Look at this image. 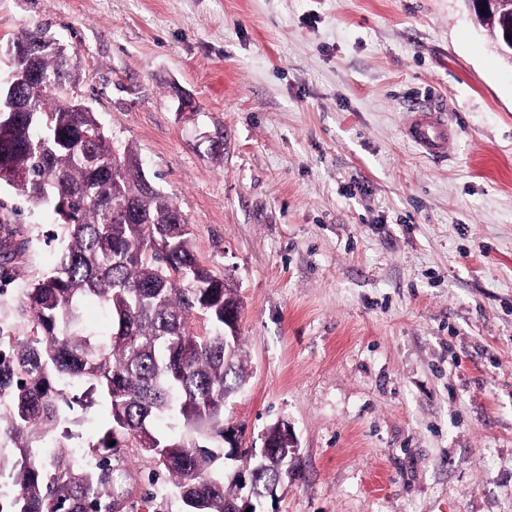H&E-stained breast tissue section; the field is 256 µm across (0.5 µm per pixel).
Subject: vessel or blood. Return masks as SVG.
<instances>
[{
  "mask_svg": "<svg viewBox=\"0 0 512 512\" xmlns=\"http://www.w3.org/2000/svg\"><path fill=\"white\" fill-rule=\"evenodd\" d=\"M402 134L423 154L441 158L447 153L453 128L441 108L429 102L414 101L409 106V116Z\"/></svg>",
  "mask_w": 512,
  "mask_h": 512,
  "instance_id": "1",
  "label": "vessel or blood"
}]
</instances>
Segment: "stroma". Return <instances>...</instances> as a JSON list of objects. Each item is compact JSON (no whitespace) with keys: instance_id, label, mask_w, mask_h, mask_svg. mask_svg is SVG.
Returning a JSON list of instances; mask_svg holds the SVG:
<instances>
[{"instance_id":"stroma-1","label":"stroma","mask_w":512,"mask_h":512,"mask_svg":"<svg viewBox=\"0 0 512 512\" xmlns=\"http://www.w3.org/2000/svg\"><path fill=\"white\" fill-rule=\"evenodd\" d=\"M26 26L68 46L70 94L233 288L224 421L298 444L265 512H512V66L466 0H0V45ZM428 94L442 159L401 134ZM0 222V328L23 337L61 227L4 184ZM106 412L68 411L66 446ZM150 466L122 453L123 512H184L145 495Z\"/></svg>"}]
</instances>
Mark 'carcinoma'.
I'll use <instances>...</instances> for the list:
<instances>
[{"instance_id":"carcinoma-1","label":"carcinoma","mask_w":512,"mask_h":512,"mask_svg":"<svg viewBox=\"0 0 512 512\" xmlns=\"http://www.w3.org/2000/svg\"><path fill=\"white\" fill-rule=\"evenodd\" d=\"M479 23L499 42L512 25L499 12ZM48 38L37 26L11 41L26 51L12 68L32 61L47 80L17 88L28 111L0 128V173L13 176L27 203L51 204L63 221L52 271L24 291L28 336L0 334V397L8 401L0 424L15 445L0 456V480L12 487L0 495V512H119L112 467L124 448L152 460L149 488H173L188 512H226V486L237 485L199 440L224 439V405L246 384L239 347L224 345V311H239V302L197 259L190 225L169 223L177 210L170 197L141 189L134 151L112 153L93 139L95 113L70 111L64 91L74 74L60 52L42 49ZM128 202L138 219L129 218ZM91 303L107 329L84 319ZM199 313L209 325L203 336L189 329ZM59 382L85 387L90 405L97 393L106 401L107 430L84 453L89 466L60 451L56 431L70 401ZM267 438L273 449L248 464L256 504L294 475L274 450L278 427Z\"/></svg>"}]
</instances>
